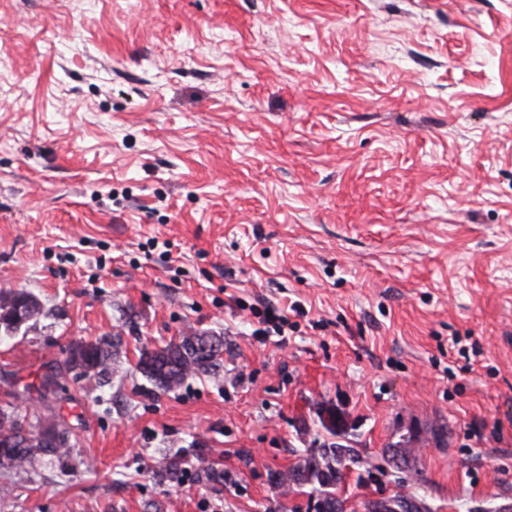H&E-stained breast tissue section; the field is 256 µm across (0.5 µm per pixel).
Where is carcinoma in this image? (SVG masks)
<instances>
[{
    "mask_svg": "<svg viewBox=\"0 0 512 512\" xmlns=\"http://www.w3.org/2000/svg\"><path fill=\"white\" fill-rule=\"evenodd\" d=\"M26 298L33 311L42 313L43 307L37 298L25 291L0 294V315L13 311L18 298ZM113 344L97 341L86 356L82 366L96 376L108 374L112 362ZM224 337L203 331L187 332L166 346L156 349H143L138 367L159 389L169 390L182 384L196 374L216 375L222 366ZM0 413L8 416L7 422L0 421V466L22 468L32 463L36 455L70 456L73 448L60 445L58 448H44L33 444L21 436L23 424L14 416L15 409L7 404L0 407ZM183 455L175 453L163 457L155 469V477L161 482H180L185 468ZM364 460L358 449L336 442L309 448L296 466L285 472L272 474V482L284 492L297 491L303 487L317 494L316 512H336L338 486L344 473L363 467ZM370 512H422L423 506L402 493H396L385 500L370 502Z\"/></svg>",
    "mask_w": 512,
    "mask_h": 512,
    "instance_id": "obj_1",
    "label": "carcinoma"
}]
</instances>
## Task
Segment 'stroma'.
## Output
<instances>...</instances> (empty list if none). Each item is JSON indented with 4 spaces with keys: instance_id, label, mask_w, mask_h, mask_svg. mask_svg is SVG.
<instances>
[{
    "instance_id": "stroma-1",
    "label": "stroma",
    "mask_w": 512,
    "mask_h": 512,
    "mask_svg": "<svg viewBox=\"0 0 512 512\" xmlns=\"http://www.w3.org/2000/svg\"><path fill=\"white\" fill-rule=\"evenodd\" d=\"M0 291L43 305L0 405L79 453L0 512H308L270 475L328 408L349 494L512 505V0H0ZM190 327L223 366L161 391L140 352ZM98 340L105 382L66 367ZM184 455L179 452L172 456L166 455L158 463L155 469V477L160 482H176L179 483L184 476L185 468L181 467Z\"/></svg>"
}]
</instances>
